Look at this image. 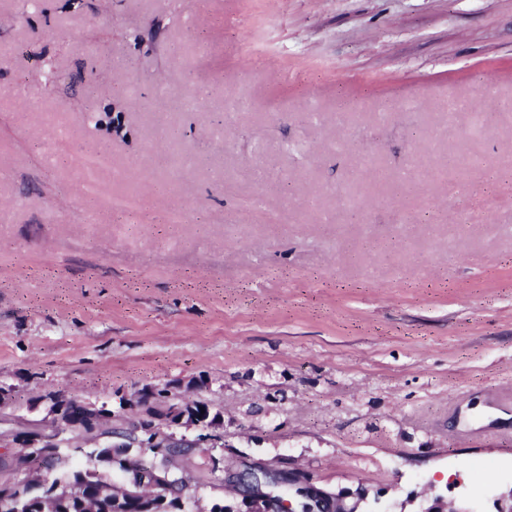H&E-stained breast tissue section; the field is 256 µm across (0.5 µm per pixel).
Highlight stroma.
Segmentation results:
<instances>
[{
    "instance_id": "1",
    "label": "stroma",
    "mask_w": 512,
    "mask_h": 512,
    "mask_svg": "<svg viewBox=\"0 0 512 512\" xmlns=\"http://www.w3.org/2000/svg\"><path fill=\"white\" fill-rule=\"evenodd\" d=\"M200 400L183 512L512 492V0H0V455ZM73 435L53 477L97 467ZM85 431V432H100L102 435V429L99 427H95L92 431H86L84 428L80 427L78 424L74 426L68 427H60L57 428L53 434H45L40 430H33V434L27 436L25 438H19L16 440V445L21 448L14 455L17 456H25L29 453L30 450L37 448V450L41 451L43 448H53V451L46 456L40 457L39 463H43L46 460H57L61 459L60 457V448H54L56 446H60V444L64 441V439H59L61 434L63 433H72L74 431ZM48 461V463H49ZM262 478H266L265 484ZM224 482L234 486L241 501L234 506L213 508L211 512H294L293 501L305 491L315 490L313 478L297 468L276 469L260 464H244L228 471ZM257 485L256 489H253ZM288 496V498H286Z\"/></svg>"
}]
</instances>
